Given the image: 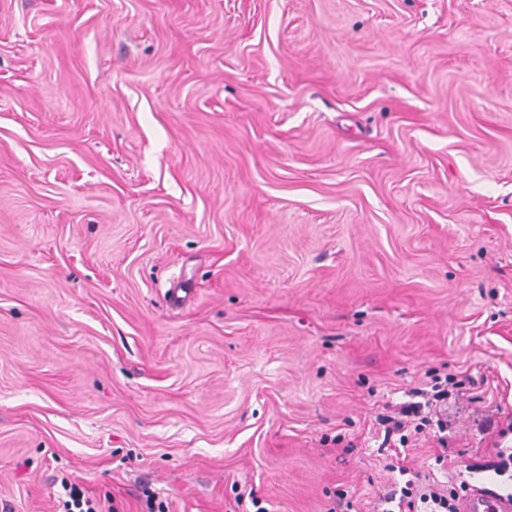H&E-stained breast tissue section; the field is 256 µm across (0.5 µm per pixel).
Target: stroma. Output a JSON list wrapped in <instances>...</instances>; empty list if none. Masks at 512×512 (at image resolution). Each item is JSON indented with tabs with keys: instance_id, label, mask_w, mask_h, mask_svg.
<instances>
[{
	"instance_id": "stroma-1",
	"label": "stroma",
	"mask_w": 512,
	"mask_h": 512,
	"mask_svg": "<svg viewBox=\"0 0 512 512\" xmlns=\"http://www.w3.org/2000/svg\"><path fill=\"white\" fill-rule=\"evenodd\" d=\"M435 374L470 463L512 416V0H0V504L371 512ZM62 493L59 501L62 503L63 512H103L99 510L98 504L85 496L82 487L68 478L61 480ZM64 497L66 499H64Z\"/></svg>"
}]
</instances>
